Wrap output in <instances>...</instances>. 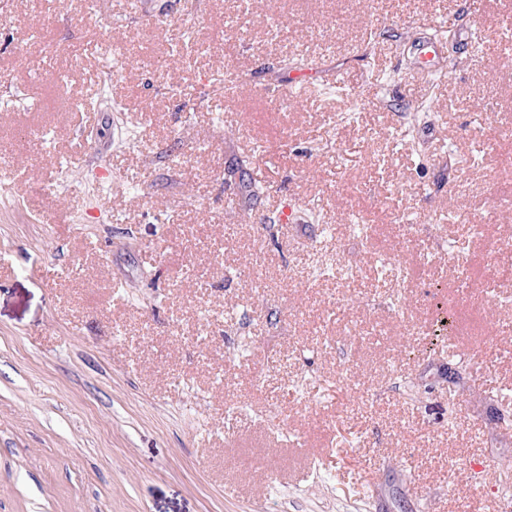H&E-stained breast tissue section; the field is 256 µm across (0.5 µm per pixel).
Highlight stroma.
Masks as SVG:
<instances>
[{
  "label": "stroma",
  "mask_w": 512,
  "mask_h": 512,
  "mask_svg": "<svg viewBox=\"0 0 512 512\" xmlns=\"http://www.w3.org/2000/svg\"><path fill=\"white\" fill-rule=\"evenodd\" d=\"M509 25L0 0V512H512Z\"/></svg>",
  "instance_id": "stroma-1"
}]
</instances>
